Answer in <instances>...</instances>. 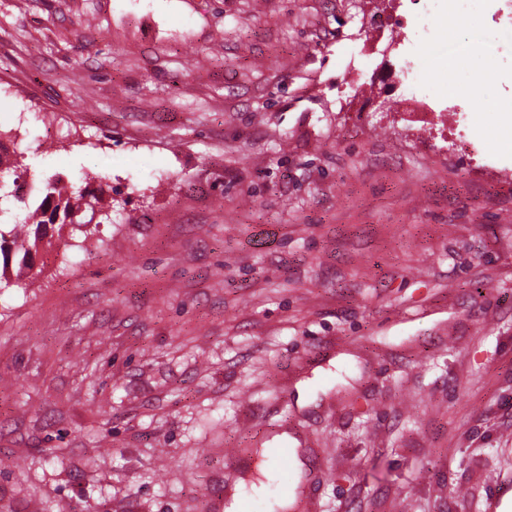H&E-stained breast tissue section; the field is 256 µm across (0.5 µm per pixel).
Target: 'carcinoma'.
<instances>
[{
    "mask_svg": "<svg viewBox=\"0 0 512 512\" xmlns=\"http://www.w3.org/2000/svg\"><path fill=\"white\" fill-rule=\"evenodd\" d=\"M43 197L36 207L27 214L28 223L25 237L18 233L19 225L14 224L8 231L0 229V284L9 282L7 272H13L20 281L29 276L35 268V258L43 239V226L58 216L66 220L82 207H91L105 194L104 186H99V194L87 196L80 187H66L59 179L51 176L42 181Z\"/></svg>",
    "mask_w": 512,
    "mask_h": 512,
    "instance_id": "obj_1",
    "label": "carcinoma"
}]
</instances>
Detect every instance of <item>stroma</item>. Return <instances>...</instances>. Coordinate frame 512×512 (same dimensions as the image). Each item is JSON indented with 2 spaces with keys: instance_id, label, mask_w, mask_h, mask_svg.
Listing matches in <instances>:
<instances>
[{
  "instance_id": "35a3bbf8",
  "label": "stroma",
  "mask_w": 512,
  "mask_h": 512,
  "mask_svg": "<svg viewBox=\"0 0 512 512\" xmlns=\"http://www.w3.org/2000/svg\"><path fill=\"white\" fill-rule=\"evenodd\" d=\"M364 0H0V129L37 184L112 188L0 288V506L208 512L292 448L287 512L512 497V45L365 48ZM463 138L338 109L470 92ZM90 181H83V174Z\"/></svg>"
}]
</instances>
